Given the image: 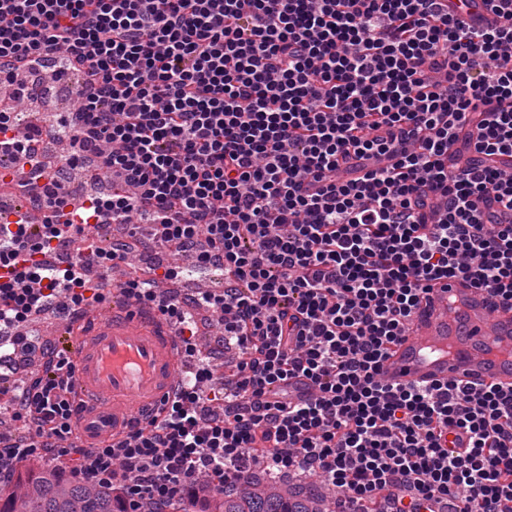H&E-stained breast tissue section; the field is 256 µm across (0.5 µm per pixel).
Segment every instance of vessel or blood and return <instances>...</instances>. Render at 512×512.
<instances>
[{
  "mask_svg": "<svg viewBox=\"0 0 512 512\" xmlns=\"http://www.w3.org/2000/svg\"><path fill=\"white\" fill-rule=\"evenodd\" d=\"M5 213L32 224L51 215L47 209H30L22 199ZM55 339L73 358L74 392L83 405L77 431L90 444L157 412L183 379L175 328L153 303L135 302L118 286L107 311L77 323L59 318ZM380 373L394 385L511 388L512 306L454 278L436 282L424 294L406 336L382 360ZM308 393L301 378L269 390L270 398L285 395L292 401Z\"/></svg>",
  "mask_w": 512,
  "mask_h": 512,
  "instance_id": "b4317fda",
  "label": "vessel or blood"
}]
</instances>
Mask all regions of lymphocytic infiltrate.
<instances>
[{"mask_svg":"<svg viewBox=\"0 0 512 512\" xmlns=\"http://www.w3.org/2000/svg\"><path fill=\"white\" fill-rule=\"evenodd\" d=\"M469 0H0V81L53 60L83 72L53 163L0 107V146L55 222L0 224V262L66 245L94 224L148 220L198 265L224 267L223 395L200 369L169 407L85 447L75 366L47 349L10 399L25 434L0 448V482L37 455L110 487L126 512H165L185 492L240 482L256 452L341 494L336 512L385 496L384 512H512V390L397 387L379 363L429 285L458 277L512 303V0L496 25ZM470 151L474 166L448 157ZM85 236V234H84ZM83 256L0 284L5 355L57 289L72 310L104 296L87 266L125 244L85 236ZM302 403L271 402L291 377ZM286 391L288 393V400L297 401L300 399H304L307 397L309 393V388L304 379L301 378H291L288 380V385H276L272 386L269 390V397L271 399H281L283 397V392Z\"/></svg>","mask_w":512,"mask_h":512,"instance_id":"lymphocytic-infiltrate-1","label":"lymphocytic infiltrate"}]
</instances>
